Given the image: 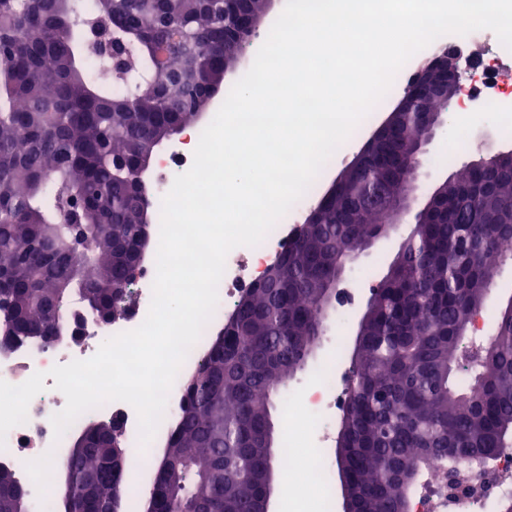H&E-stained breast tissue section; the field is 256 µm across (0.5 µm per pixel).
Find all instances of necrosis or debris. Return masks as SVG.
<instances>
[{
    "label": "necrosis or debris",
    "instance_id": "1",
    "mask_svg": "<svg viewBox=\"0 0 512 512\" xmlns=\"http://www.w3.org/2000/svg\"><path fill=\"white\" fill-rule=\"evenodd\" d=\"M512 61V50L498 47L496 58L474 66L464 90L465 97L486 96L489 106H497L508 89L500 80V61ZM203 131L202 125H191L188 132L171 144L157 158L155 164V196L163 198L170 190L175 177L186 172L193 160V152ZM312 193H305L276 224L264 241L256 247L240 246L231 250L218 285V305L211 318L220 323L232 311V299L258 279V273L275 261L291 242L301 210L312 200ZM156 276L155 261L144 262L133 283V305L127 317L103 325L94 319H85L79 329L77 343H59L40 346L30 342L0 347V380L19 385L34 373H45L44 391L29 403L26 423L12 428L6 435L5 446L0 449V464L28 470L34 491H41L42 479L32 469L33 464L45 461L47 455L63 457L68 443L55 437L51 421L65 404L55 389V380L49 371L53 366L74 360L91 358L111 336L134 330L145 320L152 298V286ZM208 345L207 337H200L183 363L178 378L168 396L163 418L151 446L165 447L168 434L174 424L173 414L183 398V380L197 366L198 356ZM319 386L300 391L296 404L300 411L309 412L316 425H323L328 416L339 410L343 401L338 384V369L334 362H327L316 371ZM92 416L120 422L125 439L132 450V466L129 480L132 492L126 499L124 512H137L136 504L145 487L151 481V471L146 464L147 450L139 445L138 418L128 403L112 401L93 408ZM304 442L299 435L288 437V447L280 457V463L288 471L299 470L321 490V512H334L335 486L332 474L322 454L303 453ZM458 470L468 476L457 493H449L445 482L431 485L429 490L416 494L412 512H488L487 505L504 495H512V449L502 451L486 468H478L467 461L457 464Z\"/></svg>",
    "mask_w": 512,
    "mask_h": 512
}]
</instances>
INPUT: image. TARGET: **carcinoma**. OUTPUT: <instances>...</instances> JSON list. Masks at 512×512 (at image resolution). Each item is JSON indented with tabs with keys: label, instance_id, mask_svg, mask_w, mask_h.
Wrapping results in <instances>:
<instances>
[{
	"label": "carcinoma",
	"instance_id": "obj_1",
	"mask_svg": "<svg viewBox=\"0 0 512 512\" xmlns=\"http://www.w3.org/2000/svg\"><path fill=\"white\" fill-rule=\"evenodd\" d=\"M97 24V38L125 44L121 72L104 61L112 89L101 93L78 66L75 20ZM231 12L208 0H0V344L74 338L67 320L100 323L123 315L121 292L137 269L142 204L152 223L157 206L142 200L143 156L197 120L221 78ZM208 75L187 87L177 76ZM382 130L345 171L336 198L297 230L270 275L253 285L224 323V342L210 340L185 394L166 454L186 456L161 472L169 512H261L272 400L301 369L324 331L336 271L356 259V244L394 228L369 200L382 181L411 175L405 155L385 151ZM479 193L460 192L403 244L397 272L373 294L350 355V374L335 450L354 512H399L425 485L430 462L452 466L473 456L492 460L512 448V312H500L492 352L472 359L463 336L512 241V167H501ZM86 230L96 255L82 248L46 254L43 239ZM69 286L76 315H52L49 304ZM122 431L87 420L69 441L62 496L82 512H100L112 472L125 455ZM99 485L85 491V478ZM25 486L0 464V512H27Z\"/></svg>",
	"mask_w": 512,
	"mask_h": 512
}]
</instances>
